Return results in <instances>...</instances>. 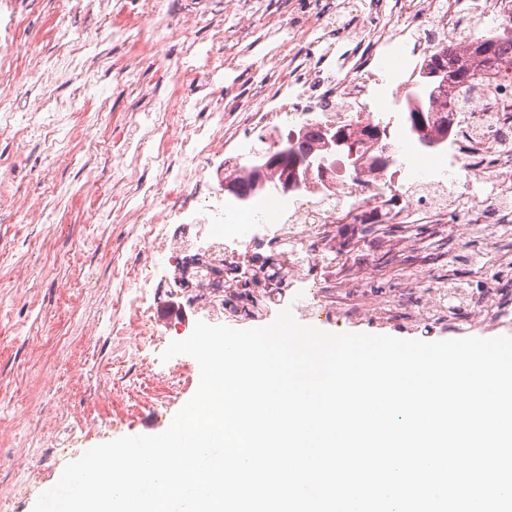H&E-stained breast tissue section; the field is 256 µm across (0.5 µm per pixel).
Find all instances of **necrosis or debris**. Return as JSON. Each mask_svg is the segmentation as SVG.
Masks as SVG:
<instances>
[{
	"label": "necrosis or debris",
	"mask_w": 512,
	"mask_h": 512,
	"mask_svg": "<svg viewBox=\"0 0 512 512\" xmlns=\"http://www.w3.org/2000/svg\"><path fill=\"white\" fill-rule=\"evenodd\" d=\"M94 3L100 13L115 16L112 35L128 46L131 69L144 58L168 55L166 42H145L144 34L173 17L185 27L196 20L184 0H144L129 22L119 20L117 0ZM305 3L298 12L288 0H277L258 33L248 26L216 31V40L228 48L222 56L197 43H180L178 66L195 83L197 96L177 84L164 92L139 84L140 94L152 102L153 119L134 117L113 132L121 145L113 168L119 185L127 182L123 160L129 151L146 138L159 142L156 183L137 184L128 195L124 218L135 227L128 250L160 255L198 238L210 240L213 251L178 276L216 318L232 288L227 270L248 264L264 249H278L293 278L343 257L336 245L343 224H398L407 231L426 222L464 243L475 226L488 223L497 200L512 195V56L502 58L466 101H459L454 87L433 95L418 90L435 51L458 58L468 41L512 29V0H375L374 10L356 11L351 24L328 0ZM54 32L62 51L52 61L38 60L29 43L16 39L14 14L0 4V45L32 63L44 90L26 136L51 147L70 119L69 104L55 96L54 87L95 73L103 62L98 54H75L65 18H57ZM256 33L272 50L247 65L242 45ZM306 41L311 51L293 52L295 43ZM243 70L253 81H225V74ZM416 106L447 116V132L407 125L403 114ZM174 112L180 122L171 120ZM339 130L349 132L348 145L331 151L315 145L309 170L294 190L283 191L271 170L259 196L225 194V175L247 179L260 163L243 132L293 143L310 132L325 138ZM229 147L238 160L228 168ZM149 278L145 264L112 262L109 328L133 337L139 348L155 336L152 310L142 296ZM323 286L321 301L340 314L381 319L389 313L385 300L356 294L347 302L341 283L329 279ZM503 286L485 278L471 329L492 333L512 327L493 303Z\"/></svg>",
	"instance_id": "necrosis-or-debris-1"
}]
</instances>
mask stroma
<instances>
[{
  "label": "stroma",
  "mask_w": 512,
  "mask_h": 512,
  "mask_svg": "<svg viewBox=\"0 0 512 512\" xmlns=\"http://www.w3.org/2000/svg\"><path fill=\"white\" fill-rule=\"evenodd\" d=\"M15 35L30 42L39 57L56 56L59 46L52 25L58 0H12ZM68 27L83 53L107 50L98 73V89L109 94V108L98 113L94 92L76 98L70 85L55 89L58 98L73 100L74 118L58 134L54 151L37 142L15 152V131L0 130V254L10 262L0 267V512H32L42 491L52 487L64 467L89 448L126 435H156L199 386L196 360L180 358L181 383H166L169 366L160 348L135 353L133 337L108 334L100 325L105 305L101 283L112 274V247L128 232L114 201L103 192L95 201L82 196L91 179L109 182L114 165L112 129L128 114L150 111L148 99L130 91L134 82L167 89L178 76L174 60L124 70L125 47L112 39V23L93 10L89 0L75 9ZM16 197L41 203L42 219L33 223L12 207ZM111 213L99 223L98 213ZM339 234L353 252V265L305 270L312 284L344 281L353 270L371 271L364 292L399 298L390 318L347 320L314 308L307 325L334 332L389 335L439 341L469 336L472 307L465 296L480 290L473 264L490 260L487 232L473 234L466 247L437 234L434 225L417 224L413 236L420 252L396 258L391 244L402 235L388 224L375 236L368 224L342 225ZM430 265L431 287L461 290L445 318L421 323L415 318L413 269ZM260 304L254 314H225L226 326L249 329L270 324L286 309L292 291L267 295L256 289ZM153 317L167 341L188 338L199 319L181 290L160 285L151 289ZM35 475L36 488L21 487Z\"/></svg>",
  "instance_id": "35a3bbf8"
}]
</instances>
